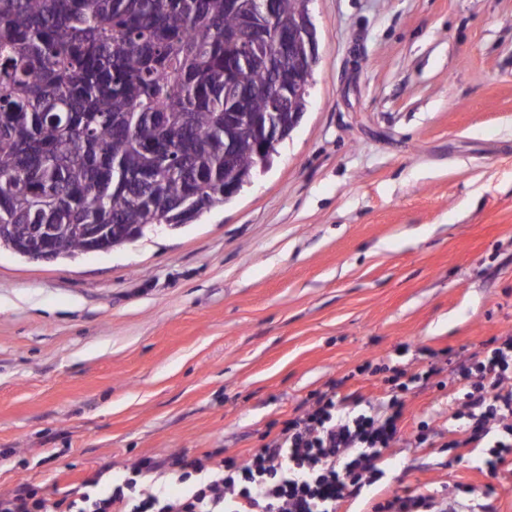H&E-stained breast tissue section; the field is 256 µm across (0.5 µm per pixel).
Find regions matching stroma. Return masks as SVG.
<instances>
[{
  "instance_id": "obj_1",
  "label": "stroma",
  "mask_w": 512,
  "mask_h": 512,
  "mask_svg": "<svg viewBox=\"0 0 512 512\" xmlns=\"http://www.w3.org/2000/svg\"><path fill=\"white\" fill-rule=\"evenodd\" d=\"M308 8L307 109L231 201L109 252L0 249V494L238 459L335 382L355 418L386 368L432 365L385 452L390 489L470 484L512 512V471L481 473L448 412L457 367L512 335V0Z\"/></svg>"
}]
</instances>
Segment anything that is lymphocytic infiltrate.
<instances>
[{"instance_id": "obj_1", "label": "lymphocytic infiltrate", "mask_w": 512, "mask_h": 512, "mask_svg": "<svg viewBox=\"0 0 512 512\" xmlns=\"http://www.w3.org/2000/svg\"><path fill=\"white\" fill-rule=\"evenodd\" d=\"M394 370L391 394L374 414L346 420V398L321 394L309 408L282 421L248 460L213 461L176 454L133 464L132 476L104 495H91L104 471L84 480L80 498L52 499L20 484L0 494V512H357L369 488L386 473L385 449L400 438L411 384L436 375ZM454 418L464 420L463 448L482 451L480 470L497 476L512 468V336H495L458 374Z\"/></svg>"}]
</instances>
